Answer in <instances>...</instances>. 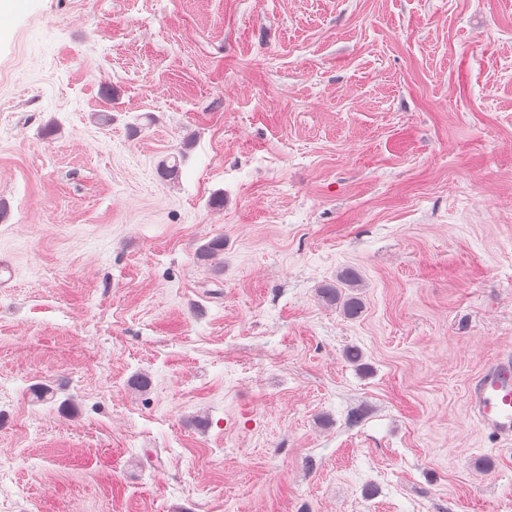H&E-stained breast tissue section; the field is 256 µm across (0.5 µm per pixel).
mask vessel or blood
<instances>
[{
  "mask_svg": "<svg viewBox=\"0 0 512 512\" xmlns=\"http://www.w3.org/2000/svg\"><path fill=\"white\" fill-rule=\"evenodd\" d=\"M470 408L481 428L512 444V354L488 363L469 391Z\"/></svg>",
  "mask_w": 512,
  "mask_h": 512,
  "instance_id": "1",
  "label": "vessel or blood"
}]
</instances>
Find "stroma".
<instances>
[{
	"label": "stroma",
	"mask_w": 512,
	"mask_h": 512,
	"mask_svg": "<svg viewBox=\"0 0 512 512\" xmlns=\"http://www.w3.org/2000/svg\"><path fill=\"white\" fill-rule=\"evenodd\" d=\"M508 351L512 0L0 19V512H512ZM360 277L352 269H343L336 277V283H326L322 285L318 292L321 298L329 303L339 307L343 315L349 319L357 318L362 312V301L360 297L347 293L348 288H357ZM470 408L481 428L512 444V354L488 363L469 391Z\"/></svg>",
	"instance_id": "obj_1"
}]
</instances>
